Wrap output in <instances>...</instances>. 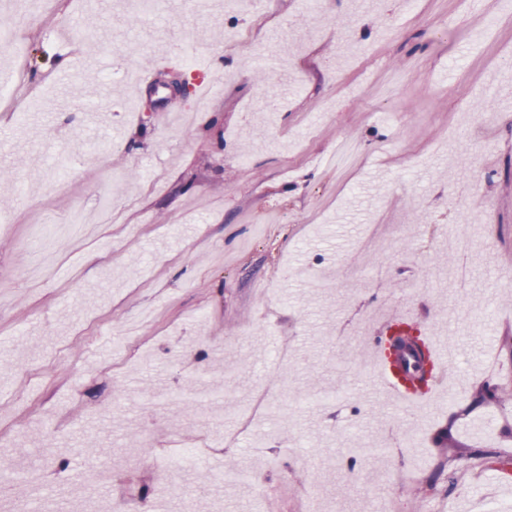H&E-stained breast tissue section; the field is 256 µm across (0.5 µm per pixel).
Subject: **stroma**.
<instances>
[{"label": "stroma", "instance_id": "obj_1", "mask_svg": "<svg viewBox=\"0 0 512 512\" xmlns=\"http://www.w3.org/2000/svg\"><path fill=\"white\" fill-rule=\"evenodd\" d=\"M482 2L494 24L479 35L471 0H168L142 18L132 0H0L25 45L0 47V77L31 104L0 107V169L17 168L0 182L5 512H32L16 478L32 468L54 512L110 496L84 479L92 451L139 486L166 471L169 512H266L270 486L280 512L309 497L316 512H426L412 487L437 432L512 449L500 407L467 410L493 369L512 380V101L485 83L512 82V6ZM202 64L230 80L168 94L166 69L197 80ZM283 75L291 93L264 111ZM61 77L78 108L53 107ZM369 224L380 239L363 249ZM451 232L470 245L464 295ZM387 305L455 353V383L413 411L369 367L365 324ZM272 382L287 415L244 419ZM186 448L249 481L200 483ZM501 474L494 457L481 477L460 470L457 512H512Z\"/></svg>", "mask_w": 512, "mask_h": 512}]
</instances>
